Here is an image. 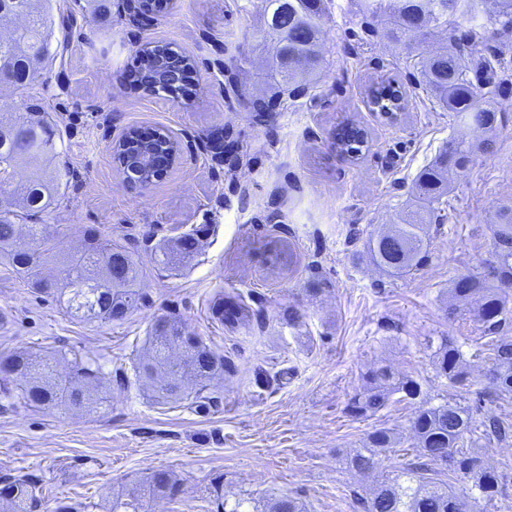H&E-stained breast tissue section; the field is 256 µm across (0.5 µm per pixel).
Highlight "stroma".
Returning <instances> with one entry per match:
<instances>
[{
  "instance_id": "35a3bbf8",
  "label": "stroma",
  "mask_w": 512,
  "mask_h": 512,
  "mask_svg": "<svg viewBox=\"0 0 512 512\" xmlns=\"http://www.w3.org/2000/svg\"><path fill=\"white\" fill-rule=\"evenodd\" d=\"M84 4L53 2L54 17L76 16L61 62L31 87L0 89L7 104L41 99L58 128L69 172L43 221L57 225L65 251L78 248L90 225L114 242L148 247L200 229L203 246L180 266L148 270L146 306L112 325L68 316L0 260V352L89 356L111 389L89 415L0 397V478L33 481L37 512H54L63 499L105 512L135 497L149 512H212L209 486L218 475L231 501L248 497L259 506L288 495L307 512H358L355 497L370 480L344 468V453L386 427L399 442L377 456V475L413 457L414 405L394 402L369 418L347 410L370 365L413 376L436 404L469 405L489 387L481 332L468 317L449 316L448 290L456 277L481 272L493 207L512 198V78L496 98L495 152L477 155L454 180L445 223L426 232L429 260L398 278L370 264L366 242L412 203L416 175L448 139L470 130L415 85L411 60L364 23L359 0H328L319 77L297 97L282 96L266 117L250 108L274 84L260 0H176L149 18L112 0L110 15L97 22L82 16ZM148 42L194 57L193 97L150 94L130 81L135 53ZM384 78L408 94L395 122L366 105L368 86ZM344 120L369 132L368 149L353 160L332 145ZM131 127L163 129L181 147L167 176L137 193L112 152ZM220 298L252 317L221 323ZM167 313L238 367L209 413L158 403L135 382L115 385L116 373L130 372L145 348L154 318ZM441 336L463 353L465 385L436 373ZM476 448L485 465L506 474L502 496L483 512H512V439H481ZM157 469L179 481L175 500L142 496V481Z\"/></svg>"
}]
</instances>
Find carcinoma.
Listing matches in <instances>:
<instances>
[{"label":"carcinoma","mask_w":512,"mask_h":512,"mask_svg":"<svg viewBox=\"0 0 512 512\" xmlns=\"http://www.w3.org/2000/svg\"><path fill=\"white\" fill-rule=\"evenodd\" d=\"M264 37L272 38L268 54L271 73L279 78L282 91L305 90L303 79L320 63L319 42L326 13L325 0H262ZM363 12L372 22L383 24L382 34L405 51L420 76L419 86L443 110L481 133L473 140L451 138L438 156L415 180L413 203L396 214L367 242L371 262L391 276H405L423 264L427 244L426 224H443L440 205L449 194L450 175L467 170L478 154L496 149L494 131L497 109L494 101L500 82L494 72L509 63L512 45L504 41L512 33V0H363ZM475 23L473 30L458 32L457 19ZM22 19L8 34H0V88H25L37 80L45 65L60 48H52L51 0H0V19ZM160 47H143L136 54L139 83L150 94H178L172 83H158L148 73L154 53ZM372 112L392 116L407 103V91L398 81L384 79L366 91ZM334 145L340 155L357 158L368 146V132L354 123L336 128ZM168 135L156 130L146 136L131 128L119 140L115 159L120 168H135L138 182H151L156 169L145 165L141 156L150 152H174ZM59 156L56 133L43 112H15L0 105V162L5 170L16 171L38 159L52 161ZM61 177L49 179L37 167L16 181H0V256L24 277L42 299L65 305L67 311L84 321L110 324L122 322L145 304L140 288L144 263L138 247L121 245L89 227L82 246L62 253L56 233L37 220L60 193ZM493 248L485 260L482 275L458 276L449 289L457 305L449 315H467L487 338L485 351L491 362L488 379L499 399L512 396V204L496 208ZM199 240L193 234L163 239L151 250L150 262L168 269L198 253ZM437 373L452 383L463 382L462 352L443 338L434 355ZM55 353L39 355L19 350L0 353V393L27 407L48 412L91 413L107 401L94 361H74L61 374ZM237 373L234 361L206 345L184 323L174 317H160L151 326L147 348L134 366L135 379L155 390L157 398L187 401L202 412L214 403V381ZM365 386L349 402L352 414L371 417L384 409L392 395L402 393L420 406L410 421L415 461L391 477L378 479L367 497L357 499L362 512H463L471 500L492 503L502 495L504 474L483 464L475 449L468 447L471 435L506 440L512 437L509 416L493 417L481 423L469 408L448 399L433 405L417 380L379 364L364 374ZM397 444L394 433L380 427L372 431L364 448L343 457L347 469L357 474L373 471L375 457ZM448 472V481L436 478L438 469ZM467 486L456 490L452 482ZM8 494L0 496L7 512H32L35 501L32 483L20 477L3 479ZM148 493L155 498L173 499L180 492L176 478L166 470H155L146 479ZM217 512H246V500L233 506L215 484ZM265 512H305L304 504L290 496L276 497L264 505Z\"/></svg>","instance_id":"carcinoma-1"}]
</instances>
